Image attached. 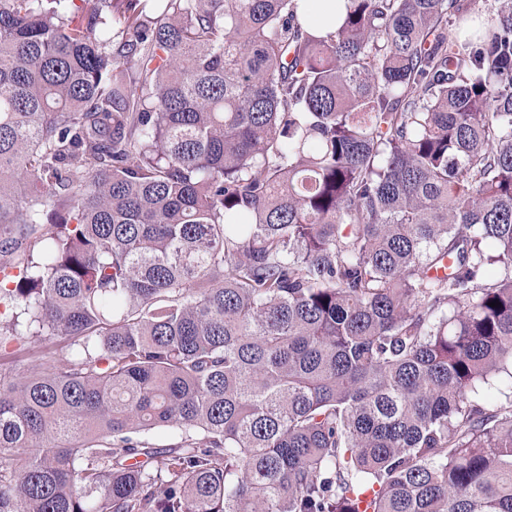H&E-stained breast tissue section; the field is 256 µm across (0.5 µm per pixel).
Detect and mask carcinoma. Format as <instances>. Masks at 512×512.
Here are the masks:
<instances>
[{
  "instance_id": "obj_1",
  "label": "carcinoma",
  "mask_w": 512,
  "mask_h": 512,
  "mask_svg": "<svg viewBox=\"0 0 512 512\" xmlns=\"http://www.w3.org/2000/svg\"><path fill=\"white\" fill-rule=\"evenodd\" d=\"M302 5L0 0V512H512V0ZM326 0H305L304 4V15L306 21L311 27L322 30L326 32L328 28L326 27L330 23L327 22L332 15V5L325 4ZM1 307L0 376L5 380L23 381L49 364H59L72 357L73 346L64 336H12L8 328L11 312ZM137 437L148 440L157 448H168L170 445L179 443L182 437H184V433L176 427H165L152 430Z\"/></svg>"
}]
</instances>
